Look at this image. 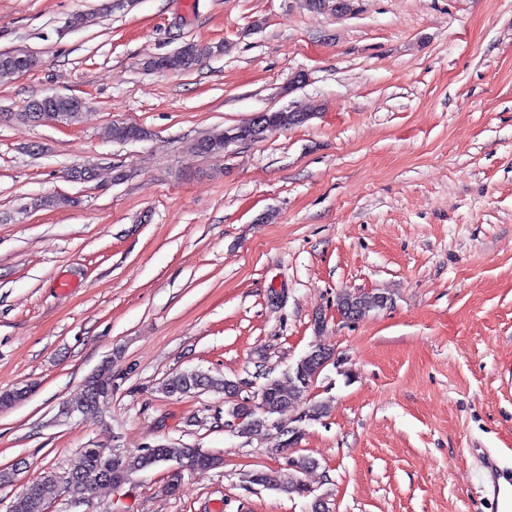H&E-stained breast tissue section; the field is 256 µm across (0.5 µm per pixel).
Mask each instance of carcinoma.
I'll list each match as a JSON object with an SVG mask.
<instances>
[{"mask_svg": "<svg viewBox=\"0 0 512 512\" xmlns=\"http://www.w3.org/2000/svg\"><path fill=\"white\" fill-rule=\"evenodd\" d=\"M335 2L334 11L340 15L355 12L356 0H306L308 7L316 12H321ZM207 49L189 42L177 49L181 58L180 71L192 70L206 54ZM304 124V121L291 112H274L269 127L264 130L257 129L253 122L248 120L240 125L227 128L223 131L213 132L202 141L210 144L205 150L209 155H221L225 150L226 134L234 133L238 141H259L267 133L288 129L292 126ZM109 138L126 142L140 140L146 136L142 128H128L123 125L113 124L107 130ZM386 305L385 298H377L369 294L343 293L337 298V307L340 309H355L358 312L381 308ZM312 375V368L306 362H298L288 372V381L283 382L278 378H272L264 384L268 391L271 405L274 410L286 409L302 394V377ZM191 387L217 393L224 392V380L213 378L199 371H175L169 374L161 385V390L166 394L183 392ZM112 395V366H101L97 372L87 381L84 394L80 400L68 404L65 409L75 414L88 415L100 412L102 406ZM232 416L239 421L240 432L248 434L256 427L254 414L247 411L243 405L231 407ZM177 462L189 470H203L215 468L223 464L222 457L203 448H187L174 444H160L151 447L148 452L141 454L137 451L129 455L118 457L112 454L110 448H82L71 460L64 475L71 479L70 492L78 499L88 502L101 490L108 489L112 481L108 474L116 469L121 473L135 475L147 471L165 462ZM296 468L284 474L271 472L266 469H257L250 473V483L267 488L284 489L298 494H305L308 488L298 478V474L307 470L314 461L303 455L295 457ZM52 482L47 479H36L29 482L15 497L10 512H41L46 502L47 493Z\"/></svg>", "mask_w": 512, "mask_h": 512, "instance_id": "carcinoma-1", "label": "carcinoma"}]
</instances>
